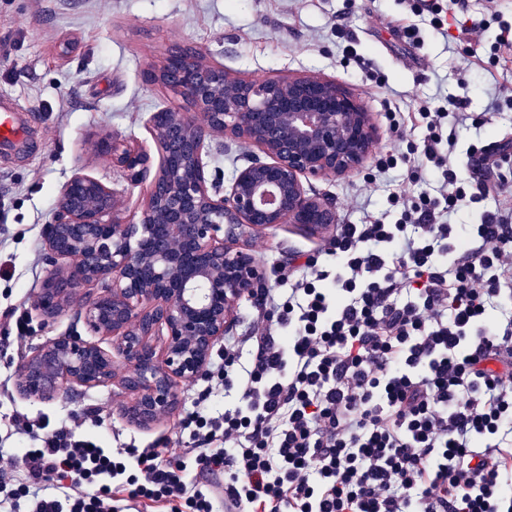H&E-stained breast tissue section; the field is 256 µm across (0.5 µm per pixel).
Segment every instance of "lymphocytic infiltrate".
I'll list each match as a JSON object with an SVG mask.
<instances>
[{"mask_svg": "<svg viewBox=\"0 0 512 512\" xmlns=\"http://www.w3.org/2000/svg\"><path fill=\"white\" fill-rule=\"evenodd\" d=\"M493 24L489 58L511 64L512 23L500 13L461 33L479 45ZM465 106L421 107L423 140L378 161L415 175L433 163L437 194L392 197V224L341 225L323 249L333 270L311 258L287 295L263 293L249 368L238 372L229 345L209 373L237 390L236 404L217 412L199 396L181 421L191 440L179 459L108 452L88 409L47 434L18 422L32 445L0 453V487L33 495L32 512H512V319L484 320L512 288V179L494 161L469 190L440 151L445 125L491 123ZM492 191L504 200L479 223H452ZM405 291L412 300L396 304Z\"/></svg>", "mask_w": 512, "mask_h": 512, "instance_id": "f902f5d3", "label": "lymphocytic infiltrate"}]
</instances>
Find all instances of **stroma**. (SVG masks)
<instances>
[{"label":"stroma","mask_w":512,"mask_h":512,"mask_svg":"<svg viewBox=\"0 0 512 512\" xmlns=\"http://www.w3.org/2000/svg\"><path fill=\"white\" fill-rule=\"evenodd\" d=\"M498 11L512 21V0H468L466 12L434 15L412 12L407 0H0V97L12 101L23 118L22 146L0 151V449L28 445L14 420L25 415L53 430L71 414L90 408L104 417L98 432L106 446L163 448L178 456L188 439L179 427L191 411L196 392L208 388L198 377L193 388L178 384L175 414L142 428L122 414L134 396L120 384L92 389H63L54 399L32 401L18 390L24 354H18L12 322L5 310L23 314L30 329L26 349L34 351L57 336L86 327L75 305L52 318L35 309L53 268L44 256L43 230L57 207L59 191L75 171L112 186L127 220L139 221L146 186L132 187L100 154L104 137L123 139L155 150L148 130L153 112L185 108L174 91L146 80L178 46H194L222 64L231 76L260 82L268 78L319 75L333 80L370 112L377 144L364 165L340 177L313 178L309 194L328 198L339 223L357 224L365 215L381 216L392 195L433 193L438 173L426 168L412 179L405 164L381 172L379 155L406 151L424 135L410 113L423 102L442 106L466 97L467 110L489 111L498 87L512 81V70L476 67L472 49L457 38L460 27ZM443 30H435V20ZM411 25L420 40L401 32ZM353 45L358 59L345 57ZM367 59L377 72L370 80L359 65ZM491 124L454 126V157L470 184L480 169L471 144L498 154L512 140V105L494 111ZM263 153L230 136L210 142V171L231 181L236 171ZM325 236L297 224H280L256 235L252 249L265 266L268 287L284 289L301 255L316 253Z\"/></svg>","instance_id":"obj_1"}]
</instances>
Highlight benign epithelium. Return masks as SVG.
<instances>
[{
    "label": "benign epithelium",
    "mask_w": 512,
    "mask_h": 512,
    "mask_svg": "<svg viewBox=\"0 0 512 512\" xmlns=\"http://www.w3.org/2000/svg\"><path fill=\"white\" fill-rule=\"evenodd\" d=\"M147 78L191 107L150 116L157 171L151 172L150 152L136 144L112 138L97 144L130 185L153 175L141 218L123 216L112 186L74 173L46 225V256L55 272L37 302L53 317L74 289H97L79 304V314L91 333L116 338L131 365L120 379L134 395L124 413L143 427L173 413L177 382L203 372L242 298L265 285V269L245 234L276 224H299L312 234L333 230L336 211L308 196L303 179L356 169L375 144L370 113L324 78L244 81L193 48L172 52ZM224 133L269 158L238 170L227 186L208 177L204 161L208 139ZM160 334L167 336L161 354L150 342ZM111 365V353L81 336H58L27 358L20 393L46 400L65 383L102 386Z\"/></svg>",
    "instance_id": "7a95c632"
}]
</instances>
